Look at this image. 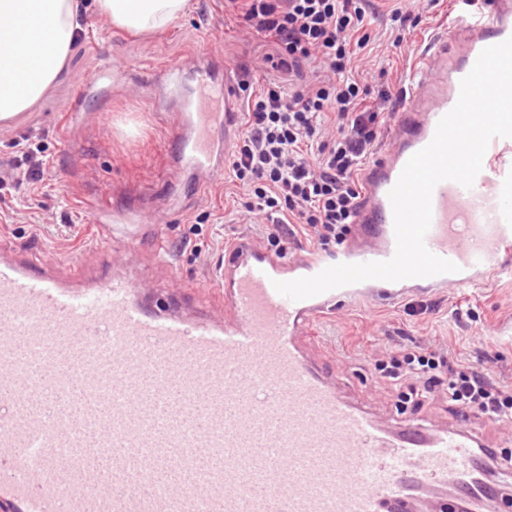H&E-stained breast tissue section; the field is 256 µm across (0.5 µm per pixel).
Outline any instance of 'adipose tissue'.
<instances>
[{
	"mask_svg": "<svg viewBox=\"0 0 512 512\" xmlns=\"http://www.w3.org/2000/svg\"><path fill=\"white\" fill-rule=\"evenodd\" d=\"M93 9L132 32L166 28L190 0H93ZM79 0H0V120L29 110L52 86L80 30Z\"/></svg>",
	"mask_w": 512,
	"mask_h": 512,
	"instance_id": "adipose-tissue-1",
	"label": "adipose tissue"
}]
</instances>
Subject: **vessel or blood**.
Instances as JSON below:
<instances>
[{
	"label": "vessel or blood",
	"mask_w": 512,
	"mask_h": 512,
	"mask_svg": "<svg viewBox=\"0 0 512 512\" xmlns=\"http://www.w3.org/2000/svg\"><path fill=\"white\" fill-rule=\"evenodd\" d=\"M469 4L418 54L387 142L360 173L349 242L286 257L238 237L210 271L223 318L148 308L122 272L76 286L35 253L0 249V499L13 512H413L420 495L450 484L463 506L490 496L472 429L384 427L311 361L304 338L345 301L511 280L512 138L491 141L471 188L444 181L433 191L425 244L458 272L299 301L274 287L393 257L390 190L481 51L512 36V0ZM220 59L198 65L160 172L194 175L199 196L240 133L238 86ZM214 97L223 111H204ZM93 220L103 248H135L102 212Z\"/></svg>",
	"instance_id": "b4317fda"
}]
</instances>
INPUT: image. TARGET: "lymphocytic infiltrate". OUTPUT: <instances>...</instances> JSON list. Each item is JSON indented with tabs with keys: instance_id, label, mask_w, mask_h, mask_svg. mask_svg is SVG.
<instances>
[{
	"instance_id": "lymphocytic-infiltrate-1",
	"label": "lymphocytic infiltrate",
	"mask_w": 512,
	"mask_h": 512,
	"mask_svg": "<svg viewBox=\"0 0 512 512\" xmlns=\"http://www.w3.org/2000/svg\"><path fill=\"white\" fill-rule=\"evenodd\" d=\"M248 29L273 40L265 62L274 72L309 66L304 88L269 82L247 100L246 129L230 161L233 177L251 186L243 208L250 223L274 219L267 242L284 253L294 232L326 251L350 235L362 187L358 174L375 153L379 112L370 88L351 69L352 42L364 20L360 0H230ZM390 102V87L376 93ZM378 382L394 387L398 405L443 399L461 413L512 424V391L482 369L451 365L441 349L399 344L375 360Z\"/></svg>"
}]
</instances>
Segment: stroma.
I'll return each mask as SVG.
<instances>
[{"label": "stroma", "mask_w": 512, "mask_h": 512, "mask_svg": "<svg viewBox=\"0 0 512 512\" xmlns=\"http://www.w3.org/2000/svg\"><path fill=\"white\" fill-rule=\"evenodd\" d=\"M190 2L187 13L167 29L139 35L82 9V32L56 82L28 111L0 122V162L20 158L19 144L30 134L49 161L36 184L0 183V247L40 253L48 269L66 281L78 264L96 277L123 268L141 281L148 307L215 318L224 314V298L207 284L210 268L235 237L256 238L260 229L238 220L247 190L230 178L214 181L202 198L187 197L183 185L160 182L169 134L180 117L173 107L152 111L158 90L147 70L168 63L191 67L198 55L215 47L246 96L270 76L262 59L275 47L246 29L226 0ZM362 7L365 45L352 62L355 77L374 90L387 83L404 87L415 62L412 48L447 29V6L434 7L428 0H363ZM397 9L411 12L416 22L398 49L391 45V15ZM106 61L118 65L124 78H97L96 67ZM96 204L108 215L134 204L160 211L167 221L156 235L143 236L134 252L108 254L89 245L95 228L87 210ZM159 239L171 252V264L153 257ZM420 299L431 309L419 316L409 314L404 299L339 303L312 326L308 350L319 365L343 373L347 394L367 402L384 425L456 427L464 422L443 401L397 413L393 390L371 378L369 358L385 337L409 336L442 345L452 358L482 366L512 386V281L425 292Z\"/></svg>", "instance_id": "stroma-1"}]
</instances>
